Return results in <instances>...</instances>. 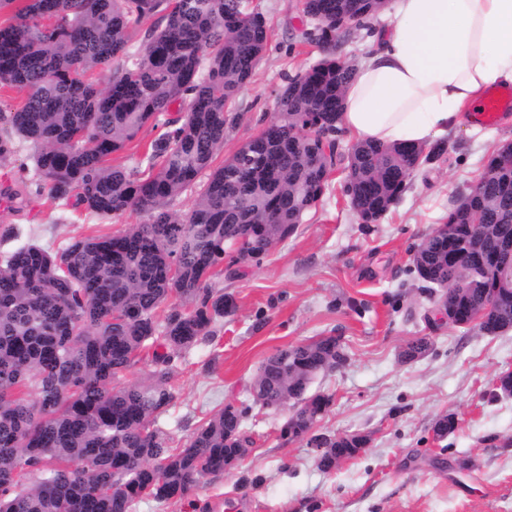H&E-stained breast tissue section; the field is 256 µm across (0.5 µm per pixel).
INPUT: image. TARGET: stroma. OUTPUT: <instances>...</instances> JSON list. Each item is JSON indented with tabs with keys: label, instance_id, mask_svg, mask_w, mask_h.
<instances>
[{
	"label": "stroma",
	"instance_id": "35a3bbf8",
	"mask_svg": "<svg viewBox=\"0 0 512 512\" xmlns=\"http://www.w3.org/2000/svg\"><path fill=\"white\" fill-rule=\"evenodd\" d=\"M259 3L268 46L236 101L241 119L217 151V167L272 119L285 75L321 57L299 40L296 0ZM446 141V153L414 172L378 223L357 222L337 173L292 237L260 263L225 269L216 283L235 308L215 336L179 362L172 379L178 398L159 418L171 446L182 447L222 406L246 403L259 367L277 348L332 335L347 360L311 386L331 398L316 430L361 433L367 447L323 470L314 449L280 439L287 410L249 405L252 445L234 471L207 477L191 501L145 498L135 512H512V397L493 387L512 371V331L488 335L449 325L410 272L415 248L452 197L476 184L492 152L512 141V112L492 127L465 117ZM32 153L18 143L12 161L0 165V189L16 194L11 212L0 210V229L19 232L0 240V254L28 241L54 251L141 223L134 212L107 220L53 200L27 167ZM418 336L430 339L429 351L404 360ZM448 413L459 427L436 440L433 424Z\"/></svg>",
	"mask_w": 512,
	"mask_h": 512
}]
</instances>
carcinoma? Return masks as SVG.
Listing matches in <instances>:
<instances>
[{"instance_id":"obj_1","label":"carcinoma","mask_w":512,"mask_h":512,"mask_svg":"<svg viewBox=\"0 0 512 512\" xmlns=\"http://www.w3.org/2000/svg\"><path fill=\"white\" fill-rule=\"evenodd\" d=\"M388 2L305 0L300 39L323 57L285 75L273 119L215 170L214 155L240 118L233 103L269 40L253 0H178L173 10L170 0H24L0 25V84L28 92L22 108L0 113V162L26 141L51 198L105 219L146 216L54 252L29 242L0 265V512H134L145 497L187 499L203 478L245 457V411L233 403L181 448L156 426L177 400L171 377L183 353L234 308L213 281L217 268L258 264L294 234L337 165L345 164L343 193L358 223L375 224L413 172L446 150L442 142L361 141L339 151L354 74L339 44L372 30ZM154 15L158 25L131 45L133 28ZM115 59L121 64L105 86L88 79ZM179 100L187 112L169 117ZM151 121L165 131L145 154L148 172L106 165ZM207 170L189 212L171 211ZM411 272L447 296L452 325L512 330V142L450 201ZM149 346L148 378L112 386ZM345 360L334 336L278 348L249 387L263 408L290 406L280 437L324 449V470L368 443L360 434L316 433L331 398L309 385Z\"/></svg>"}]
</instances>
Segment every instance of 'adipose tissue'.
Masks as SVG:
<instances>
[{"instance_id":"ef3b65f1","label":"adipose tissue","mask_w":512,"mask_h":512,"mask_svg":"<svg viewBox=\"0 0 512 512\" xmlns=\"http://www.w3.org/2000/svg\"><path fill=\"white\" fill-rule=\"evenodd\" d=\"M499 83H512V0H395L347 87L341 126L359 140L428 145Z\"/></svg>"}]
</instances>
